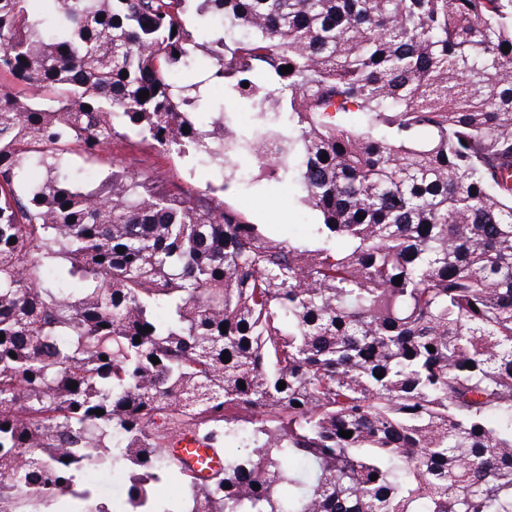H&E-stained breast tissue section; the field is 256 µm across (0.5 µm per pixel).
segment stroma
Listing matches in <instances>:
<instances>
[{"instance_id":"obj_1","label":"stroma","mask_w":512,"mask_h":512,"mask_svg":"<svg viewBox=\"0 0 512 512\" xmlns=\"http://www.w3.org/2000/svg\"><path fill=\"white\" fill-rule=\"evenodd\" d=\"M114 160L131 172L148 171L193 192L208 186L215 188L217 197L242 210L250 222L264 225L275 238L294 245L313 240L318 215L302 203L299 184H279L246 174L228 182L212 167L194 164L174 154H160L135 138L114 142L89 170L95 173L107 169Z\"/></svg>"}]
</instances>
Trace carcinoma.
Masks as SVG:
<instances>
[{"instance_id": "1", "label": "carcinoma", "mask_w": 512, "mask_h": 512, "mask_svg": "<svg viewBox=\"0 0 512 512\" xmlns=\"http://www.w3.org/2000/svg\"><path fill=\"white\" fill-rule=\"evenodd\" d=\"M132 135L298 180L319 243L67 163ZM0 333V512H109L88 464L122 512H512V0H0ZM219 94L224 97V112L232 113L234 129H242L248 126L253 117L250 105L241 102L230 88H225ZM173 446L175 453L191 465L197 476H208L216 469L219 458L193 434L182 435L173 442Z\"/></svg>"}]
</instances>
